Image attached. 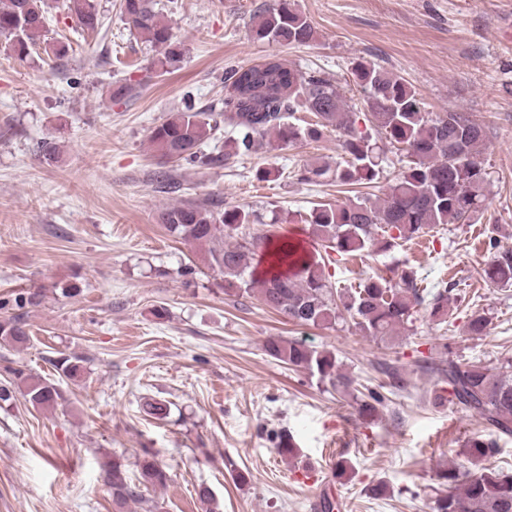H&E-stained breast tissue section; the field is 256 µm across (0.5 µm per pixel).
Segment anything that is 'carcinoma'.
Segmentation results:
<instances>
[{
  "label": "carcinoma",
  "instance_id": "carcinoma-1",
  "mask_svg": "<svg viewBox=\"0 0 512 512\" xmlns=\"http://www.w3.org/2000/svg\"><path fill=\"white\" fill-rule=\"evenodd\" d=\"M68 13L81 32H94L101 18L94 0H65ZM121 10L131 30L145 43L161 49L157 65L166 72L182 56L172 41L170 25L159 18L154 0H122ZM46 0H3L0 3V36L10 40L19 56L35 47L46 25ZM258 40L304 45L315 39V30L295 0H272L254 16ZM352 75L363 95L367 121L373 132L358 128L359 116L341 96L336 83L319 71L302 72L278 59H267L247 68H235L224 77V111L186 107L155 127L149 142L167 161L220 163L249 156L271 145L285 148L298 141H318L334 133L345 166L308 164L298 170V180L321 183L328 178L340 184L370 183L380 173L382 138L410 155L412 165L388 184L383 196L346 203H322L309 213L290 217L291 224L308 225V235L324 252L311 251L280 235H249L246 228L258 216L245 208L224 211L197 204L163 208L160 223L175 238L204 250L207 267L221 277L219 287L227 296L252 294L268 309L300 326L330 327L350 317L363 336L393 344L400 330L413 323L420 309L439 322H448L455 302L453 289L435 292L420 287L417 272L391 266L384 274L363 279L356 288L333 286L329 266L349 257L387 253L439 224H476L483 217L488 173L477 160L486 145L487 132L463 112L442 116L425 111L414 88L403 77L379 65L358 61ZM298 111L314 120L293 121ZM229 128L224 154L208 156L201 148L215 137L219 124ZM493 258L484 269L486 280L498 287H512V247L492 246ZM42 293L20 292L13 302L0 303L7 314L0 317V340L23 344L28 340L24 309L40 304ZM14 312H9V307ZM489 326L486 313L471 311L469 333L483 335ZM274 359L316 373L342 394L351 393L352 379L341 372L336 356L295 339L274 337L265 344ZM51 365L62 380L75 381L84 373L83 359L61 355ZM452 401L475 413L497 436L512 437V359L488 368L479 362L448 359L438 367ZM23 384L28 403L50 407L62 398L59 385L39 376L12 371ZM382 395L369 392L359 414L371 416ZM278 453L297 454L287 433L276 435ZM497 440L473 435L467 442V464H455L438 475L440 491L434 512H512V470L486 467L480 462L493 456ZM167 468L149 458L140 464L139 477L129 476L119 459L103 469V481L112 491L115 512H129L142 499V488L164 487Z\"/></svg>",
  "mask_w": 512,
  "mask_h": 512
}]
</instances>
